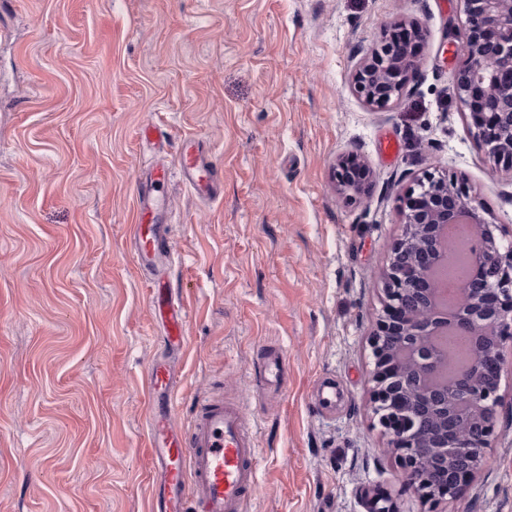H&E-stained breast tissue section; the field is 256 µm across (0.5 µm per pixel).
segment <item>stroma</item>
I'll return each mask as SVG.
<instances>
[{
  "label": "stroma",
  "mask_w": 512,
  "mask_h": 512,
  "mask_svg": "<svg viewBox=\"0 0 512 512\" xmlns=\"http://www.w3.org/2000/svg\"><path fill=\"white\" fill-rule=\"evenodd\" d=\"M403 19L427 33L419 67L375 111L351 75ZM465 23L462 0H0V512H150L156 365L179 431L199 398L239 404L259 448L246 512H369L381 491L395 512H512V341L487 463L455 497L405 486L370 408L407 190L463 177L512 231V172L453 93ZM189 140L224 183L212 201L167 183L178 346L131 224L149 166ZM350 153L357 193L336 187ZM274 352L288 374L269 390Z\"/></svg>",
  "instance_id": "35a3bbf8"
}]
</instances>
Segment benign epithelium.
<instances>
[{
    "mask_svg": "<svg viewBox=\"0 0 512 512\" xmlns=\"http://www.w3.org/2000/svg\"><path fill=\"white\" fill-rule=\"evenodd\" d=\"M466 28L459 36L456 95L468 110L473 136L512 170V0H464ZM415 39L423 27L406 23ZM396 22L380 46L356 67L352 84L370 107L387 110L402 100L419 60L393 42ZM362 169L356 156L338 161V189H356L349 176ZM402 233L386 271L383 315L370 346L374 413L387 447L404 469V482L427 501L455 496L486 462L496 434L502 346L512 340V240L488 223L459 180L428 174L409 190L401 207ZM469 222L479 235L475 276L461 288L452 312L440 308L435 280L445 256L443 228ZM453 326L470 340L473 359L450 378L442 373L448 353L438 335Z\"/></svg>",
    "mask_w": 512,
    "mask_h": 512,
    "instance_id": "7a95c632",
    "label": "benign epithelium"
}]
</instances>
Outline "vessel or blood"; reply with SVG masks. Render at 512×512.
<instances>
[{
	"instance_id": "b4317fda",
	"label": "vessel or blood",
	"mask_w": 512,
	"mask_h": 512,
	"mask_svg": "<svg viewBox=\"0 0 512 512\" xmlns=\"http://www.w3.org/2000/svg\"><path fill=\"white\" fill-rule=\"evenodd\" d=\"M199 195H220L223 175L193 142L182 145L173 167L155 169V185L166 183L170 169ZM164 198L142 196L131 226L137 263L156 268L172 257ZM153 307L166 313L170 339L184 338V310L169 301L163 281L151 283ZM164 371L153 370L148 380L152 401L149 441L160 483L152 502L154 512H244L245 497L257 479L258 448L239 405L221 397L198 401L188 434H172L169 426L174 401L160 394Z\"/></svg>"
}]
</instances>
